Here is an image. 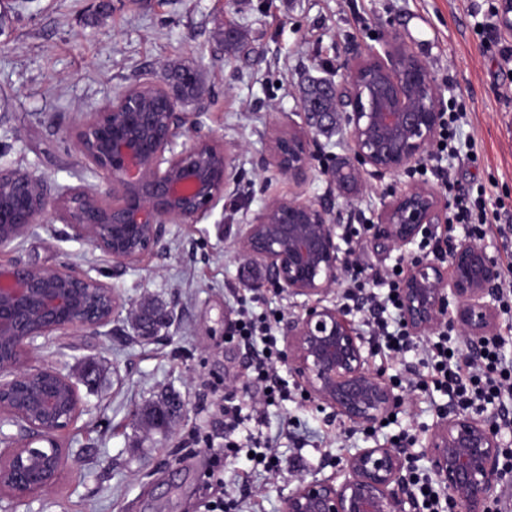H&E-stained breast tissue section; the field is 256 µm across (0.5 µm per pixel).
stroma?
I'll return each mask as SVG.
<instances>
[{
  "instance_id": "1",
  "label": "stroma",
  "mask_w": 512,
  "mask_h": 512,
  "mask_svg": "<svg viewBox=\"0 0 512 512\" xmlns=\"http://www.w3.org/2000/svg\"><path fill=\"white\" fill-rule=\"evenodd\" d=\"M0 0V165L21 166L52 192L81 187L105 192L103 180L74 145L86 113L160 78L176 64L194 65L205 95L195 124L177 147L216 137L231 150L234 178L221 199L194 224H171L158 253L120 266L88 243L69 236L53 217L35 224L0 262L73 265L112 284L128 306L144 300L171 307L173 321L150 339L137 336L127 315L100 334H54L38 339L37 366L78 374L84 361H98L96 385L80 386L88 410L58 436L69 458L65 479L16 512H204L207 460L180 457L177 448L199 433L223 444L224 416L202 407L204 382L223 378L221 393L251 413L262 394L249 378L246 352L232 340L240 307L282 318L303 314L304 300L274 288L261 266L240 258L234 239L240 225L273 198L296 195L324 206L333 224L376 222L381 197L409 185L438 187L435 162L381 179L366 178L352 192L340 191L323 174L339 156H351L340 128L319 136L309 179L296 185L265 167L269 140L295 116L301 89L311 77L343 82L351 47L379 46L388 38L424 62L440 101L463 94L468 108L464 137L473 155L452 162L456 178L485 188L489 206L512 212V65L497 50H484L478 28L490 0ZM241 33V46L224 47V32ZM371 363L395 383L405 403L394 420L373 429L344 423L332 408L313 403L293 375H285L287 400L266 409L264 424L248 422L234 434L244 451L225 460L224 484L235 490L251 472L255 512H285L288 493L300 478L339 479L354 449L392 445L407 435L413 463L428 470L421 454L428 430L448 411L436 390L412 391L406 380L418 353L390 358L366 342ZM173 395L182 403L167 430L142 420L145 406ZM277 439L288 462L266 473L247 458L255 434Z\"/></svg>"
}]
</instances>
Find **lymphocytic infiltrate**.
I'll use <instances>...</instances> for the list:
<instances>
[{"label": "lymphocytic infiltrate", "instance_id": "1", "mask_svg": "<svg viewBox=\"0 0 512 512\" xmlns=\"http://www.w3.org/2000/svg\"><path fill=\"white\" fill-rule=\"evenodd\" d=\"M437 176L455 193L452 223L464 225L467 235L475 240L493 233L484 194L476 195L460 186L447 168H438ZM346 264L349 284L343 294L344 302L350 303L354 310L365 312V326L377 345L394 353L409 350L411 341L399 314V285L394 274L382 277L385 290L377 293L367 286L369 277L360 257L347 259ZM236 331L246 350L254 381L267 391V401L283 396L285 387L275 368L280 350L270 318L241 308ZM505 343L501 336L484 341L473 357L466 358L460 356L450 332L439 334L436 341L421 349L420 362L428 375L419 380V388H436L463 410L488 404L497 406L501 427L512 431V361L504 358ZM192 444L207 447L209 453L205 512H249L246 495L224 493V459L236 451L238 441L229 439L224 446L214 448L208 438L196 436Z\"/></svg>", "mask_w": 512, "mask_h": 512}]
</instances>
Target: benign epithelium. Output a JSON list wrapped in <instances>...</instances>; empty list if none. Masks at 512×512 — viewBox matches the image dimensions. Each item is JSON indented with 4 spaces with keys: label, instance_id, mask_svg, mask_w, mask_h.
I'll use <instances>...</instances> for the list:
<instances>
[{
    "label": "benign epithelium",
    "instance_id": "obj_1",
    "mask_svg": "<svg viewBox=\"0 0 512 512\" xmlns=\"http://www.w3.org/2000/svg\"><path fill=\"white\" fill-rule=\"evenodd\" d=\"M499 28L512 35V0H499ZM342 84L343 129L353 153L324 175L342 189L364 173L397 176L428 158L444 125L437 88L426 65L395 42L353 52ZM170 84L146 83L90 112L78 123L75 146L107 185L106 195L69 188L51 197L43 180L22 167L0 166V249L19 243L47 214L112 261L136 265L156 251L168 224H194L224 197L231 155L215 139H197L174 152L192 124ZM301 124L288 121L270 139L265 165L301 183L311 170L312 148L330 113L313 101L300 107ZM448 208L423 184L407 185L381 203L374 235L406 251ZM237 254L263 266L273 287L306 299L303 316L288 323L284 362L308 397L331 407L345 422L371 427L396 414L404 399L372 368L365 341L347 314L329 299L345 268L336 225L323 207L297 196L273 200L239 229ZM499 272L486 248L467 239L448 249L447 265L410 260L399 288L403 321L426 336L445 319L469 338L470 351L497 323ZM125 303L112 285L69 267L16 261L0 268V415L22 435L0 432V497L20 503L52 489L68 468L58 435L84 411L79 384L56 368L30 364L38 338L53 333L97 334ZM164 307L140 305L137 335L149 337L171 321ZM424 453L451 512H490L503 478L502 442L492 422L469 413L442 419ZM396 448H358L341 466L343 480L301 478L286 512H421Z\"/></svg>",
    "mask_w": 512,
    "mask_h": 512
}]
</instances>
